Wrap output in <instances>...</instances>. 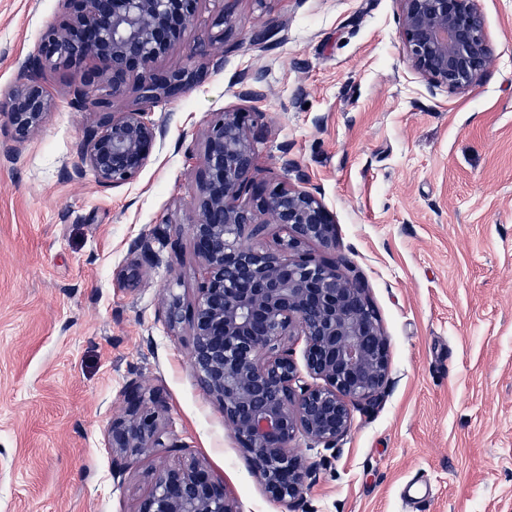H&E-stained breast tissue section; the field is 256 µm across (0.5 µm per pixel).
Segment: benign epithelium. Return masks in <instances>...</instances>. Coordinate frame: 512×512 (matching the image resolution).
<instances>
[{"label":"benign epithelium","mask_w":512,"mask_h":512,"mask_svg":"<svg viewBox=\"0 0 512 512\" xmlns=\"http://www.w3.org/2000/svg\"><path fill=\"white\" fill-rule=\"evenodd\" d=\"M200 0H59V22L41 36L37 51L22 63L19 80L0 120L9 140L0 151L35 135L52 102L44 88L48 71L80 70L70 86L71 104L90 108L96 126L77 144L72 175L89 172L102 188L133 181L165 136L147 109L162 98L183 96L199 86L202 69L158 73L154 64L184 35ZM399 37L410 67L428 88L465 92L494 66L478 0H397ZM216 31L193 41L191 56L219 64L232 16L222 9ZM89 61L103 66L83 68ZM138 81L134 107L117 111L130 80ZM264 73L253 70L240 96L264 98ZM258 113H215L195 171L191 225L202 275L191 312L190 364L204 394L215 400L254 474L269 496L296 512L317 481L325 458L351 430L354 413L381 405L389 381V345L365 282L349 262L322 258L318 244L336 251V216L321 195L305 187V175L283 150L277 178H257L256 145L267 127ZM286 230L275 251L244 247L267 225ZM169 327L182 322L180 298L166 304ZM304 341L301 373L286 339ZM122 415L112 419L109 447L122 469L131 456L157 448L176 452L178 440L164 434L162 400L132 383ZM320 458L293 448L298 435ZM137 512H240L224 483L195 459L160 460Z\"/></svg>","instance_id":"1"}]
</instances>
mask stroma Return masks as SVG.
Here are the masks:
<instances>
[{
    "label": "stroma",
    "mask_w": 512,
    "mask_h": 512,
    "mask_svg": "<svg viewBox=\"0 0 512 512\" xmlns=\"http://www.w3.org/2000/svg\"><path fill=\"white\" fill-rule=\"evenodd\" d=\"M478 5L494 67L471 91L432 93L405 60L396 0H231L219 67L189 56L222 8L201 0L156 67L206 79L151 107L166 136L116 188L73 177L96 115L71 105L70 69L48 73L52 113L0 155V512H135L155 459L118 472L108 446L134 381L241 512H289L201 390L189 323L163 311L173 294L193 303L201 278L190 198L204 133L245 107L257 68L259 163L288 153L335 213L336 252L389 340L385 401L356 414L304 512H512V0ZM273 19L274 37L246 43ZM57 20L58 0H0V101Z\"/></svg>",
    "instance_id": "1"
}]
</instances>
